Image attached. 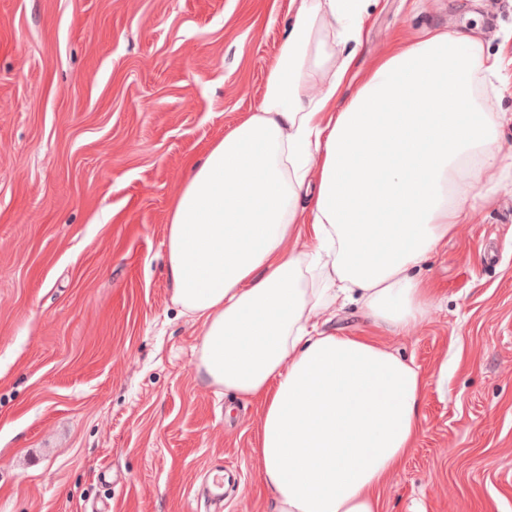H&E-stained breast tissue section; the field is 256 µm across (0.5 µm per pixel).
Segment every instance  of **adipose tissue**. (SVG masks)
<instances>
[{
	"mask_svg": "<svg viewBox=\"0 0 512 512\" xmlns=\"http://www.w3.org/2000/svg\"><path fill=\"white\" fill-rule=\"evenodd\" d=\"M365 7L300 0L257 110L191 166L168 216L173 300L202 325L197 369L262 405L255 454L274 512H382L432 379L373 337L320 331L308 313L357 301L376 325L406 331L432 305L413 268L501 162L474 84L498 63L469 35L409 44L336 107L343 74L325 69L335 47L360 43ZM326 75L331 88L310 96ZM301 236L304 250L286 249Z\"/></svg>",
	"mask_w": 512,
	"mask_h": 512,
	"instance_id": "adipose-tissue-1",
	"label": "adipose tissue"
}]
</instances>
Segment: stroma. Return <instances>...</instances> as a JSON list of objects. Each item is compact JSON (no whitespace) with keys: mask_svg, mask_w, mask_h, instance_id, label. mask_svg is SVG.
Masks as SVG:
<instances>
[{"mask_svg":"<svg viewBox=\"0 0 512 512\" xmlns=\"http://www.w3.org/2000/svg\"><path fill=\"white\" fill-rule=\"evenodd\" d=\"M291 0H0V512H273L252 453L261 406L198 373L166 225L188 174L254 112ZM467 33L512 158V0H368L337 101L400 46ZM415 274L407 332L358 303L311 313L435 383L382 512H512V170L481 174ZM226 504L201 483L226 463Z\"/></svg>","mask_w":512,"mask_h":512,"instance_id":"1","label":"stroma"}]
</instances>
